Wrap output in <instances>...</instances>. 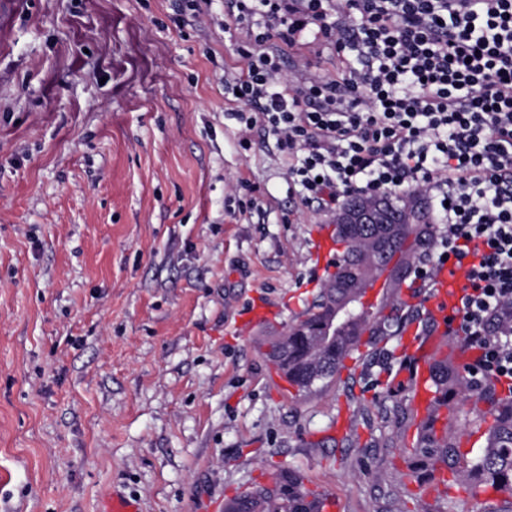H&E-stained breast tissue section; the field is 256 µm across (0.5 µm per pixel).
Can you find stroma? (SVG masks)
<instances>
[{"label": "stroma", "mask_w": 512, "mask_h": 512, "mask_svg": "<svg viewBox=\"0 0 512 512\" xmlns=\"http://www.w3.org/2000/svg\"><path fill=\"white\" fill-rule=\"evenodd\" d=\"M224 3L0 0V512H209L283 469L339 512L441 506L403 486L383 410L412 414L407 388L273 377L336 213L291 193L272 135L239 146ZM255 292L280 315L242 336Z\"/></svg>", "instance_id": "1"}]
</instances>
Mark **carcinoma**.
I'll list each match as a JSON object with an SVG mask.
<instances>
[{
    "mask_svg": "<svg viewBox=\"0 0 512 512\" xmlns=\"http://www.w3.org/2000/svg\"><path fill=\"white\" fill-rule=\"evenodd\" d=\"M424 229L420 224H338L336 240L344 245L336 257V274L326 280L302 318L267 340V359L285 372L288 381L301 393H310L317 382L329 385L343 362L356 357L365 368L377 355H392L383 342L400 331L398 319L351 305L365 294V284L381 274L394 256L399 261L390 271L387 285L400 288L407 271L430 262L422 247ZM368 339H363V335ZM367 346L361 352V346ZM435 392L443 402L454 405L440 431L434 424L417 426V438L407 461L408 478L421 472L444 469L459 484L474 487L490 484L502 490L505 498L491 512H512V395L495 400L488 413L492 422L485 433V447L475 459L464 460L459 447L464 432L454 425L456 414L467 406L472 424L485 422L478 403L494 391L490 379L477 380L459 372L449 355L434 358ZM320 493L306 488L303 479L288 472L277 473L270 486H254L224 504V512H314Z\"/></svg>",
    "mask_w": 512,
    "mask_h": 512,
    "instance_id": "1",
    "label": "carcinoma"
}]
</instances>
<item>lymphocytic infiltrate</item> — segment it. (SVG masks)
<instances>
[{"instance_id":"f902f5d3","label":"lymphocytic infiltrate","mask_w":512,"mask_h":512,"mask_svg":"<svg viewBox=\"0 0 512 512\" xmlns=\"http://www.w3.org/2000/svg\"><path fill=\"white\" fill-rule=\"evenodd\" d=\"M245 67L224 78L240 145L260 128L302 203L418 186L437 265L465 267L453 311L474 374L512 391V0H233ZM340 62L283 67L306 38Z\"/></svg>"}]
</instances>
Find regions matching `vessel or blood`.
Returning a JSON list of instances; mask_svg holds the SVG:
<instances>
[{
  "instance_id": "1",
  "label": "vessel or blood",
  "mask_w": 512,
  "mask_h": 512,
  "mask_svg": "<svg viewBox=\"0 0 512 512\" xmlns=\"http://www.w3.org/2000/svg\"><path fill=\"white\" fill-rule=\"evenodd\" d=\"M466 284V270L452 265L443 266L434 277V286L424 296H411L408 290H400L399 304L418 306L423 315L434 321L435 328L430 338L416 342L408 352L400 370L399 378L409 384L412 392V407L418 421L426 422L443 415L444 409L437 403L431 387L429 355L448 335V317L458 304ZM277 310L262 295H253L246 308L236 317L234 327L249 330L272 321Z\"/></svg>"
}]
</instances>
